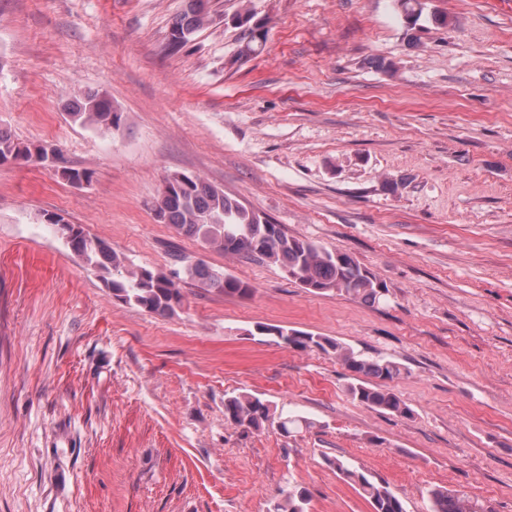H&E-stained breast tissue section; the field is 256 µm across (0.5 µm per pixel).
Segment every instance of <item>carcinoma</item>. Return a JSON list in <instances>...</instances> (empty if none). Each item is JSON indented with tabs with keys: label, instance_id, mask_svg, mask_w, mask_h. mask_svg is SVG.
I'll return each mask as SVG.
<instances>
[{
	"label": "carcinoma",
	"instance_id": "carcinoma-1",
	"mask_svg": "<svg viewBox=\"0 0 512 512\" xmlns=\"http://www.w3.org/2000/svg\"><path fill=\"white\" fill-rule=\"evenodd\" d=\"M207 2L185 0L184 8L169 28L166 52H180L211 23ZM393 6L409 31L424 30L428 24L437 28L448 27L446 15H424L421 0H393ZM237 19L243 27L238 58L259 55L267 39L264 23L255 19L245 4ZM65 110L75 123L95 125L108 131L120 128L122 123V114L112 106V100L97 91L73 96L65 104ZM51 156H57L55 148L23 143L10 131L0 128V164L23 162L45 165ZM57 173L73 185L92 180V172L85 168L62 166L57 168ZM154 211L161 222L172 225L180 234L199 240L211 249L278 266L311 293L336 292L365 303H376L388 292L376 275L361 266L348 252L328 249L313 241L288 235L280 225L248 209L198 175L185 173L180 179L175 173L170 175L164 182ZM63 235L68 249L86 266L101 274L105 286L112 290L115 298L149 313L170 315L182 307L183 294L179 286L182 274L200 288L215 289L227 295L248 296L253 292L249 285L202 259L185 261L181 274H167L146 266L130 268L108 241L90 235L79 224L68 225ZM249 335L294 351L316 350L332 356L350 373L347 393L352 400L395 416L407 418L413 414L389 386L402 371L401 364L391 358H370L335 338L275 324H257ZM224 422L254 431L274 425L287 435L315 425V422L284 406L279 408L248 392L224 396ZM326 462L358 487L369 501L372 512H407L404 501L387 482L374 479L341 457H328ZM306 505L307 492L290 486L280 491L272 512H307ZM427 512H486V509L464 492L435 486L427 492Z\"/></svg>",
	"mask_w": 512,
	"mask_h": 512
}]
</instances>
